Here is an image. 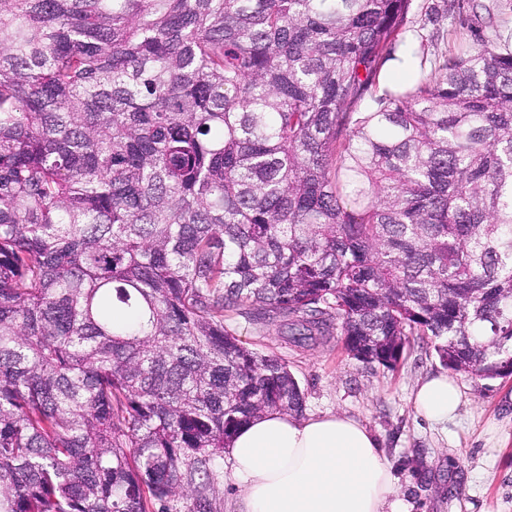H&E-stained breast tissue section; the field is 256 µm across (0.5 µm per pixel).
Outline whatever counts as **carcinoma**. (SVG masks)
<instances>
[{
  "label": "carcinoma",
  "mask_w": 512,
  "mask_h": 512,
  "mask_svg": "<svg viewBox=\"0 0 512 512\" xmlns=\"http://www.w3.org/2000/svg\"><path fill=\"white\" fill-rule=\"evenodd\" d=\"M411 2L0 0V512H213L304 406L227 312L507 376L512 36L382 88Z\"/></svg>",
  "instance_id": "1"
}]
</instances>
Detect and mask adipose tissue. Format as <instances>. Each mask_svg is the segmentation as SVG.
I'll list each match as a JSON object with an SVG mask.
<instances>
[{
    "mask_svg": "<svg viewBox=\"0 0 512 512\" xmlns=\"http://www.w3.org/2000/svg\"><path fill=\"white\" fill-rule=\"evenodd\" d=\"M413 405L427 422L444 424L456 417L461 392L438 373L417 386ZM228 461L237 512H411L378 437L345 414L267 413L237 431Z\"/></svg>",
    "mask_w": 512,
    "mask_h": 512,
    "instance_id": "obj_1",
    "label": "adipose tissue"
}]
</instances>
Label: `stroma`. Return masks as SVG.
<instances>
[{"instance_id": "stroma-1", "label": "stroma", "mask_w": 512, "mask_h": 512, "mask_svg": "<svg viewBox=\"0 0 512 512\" xmlns=\"http://www.w3.org/2000/svg\"><path fill=\"white\" fill-rule=\"evenodd\" d=\"M512 33V0H413L406 34L429 64H441L457 38L489 41ZM225 328L245 346L283 358L305 396V414L345 413L380 439L413 512H512V376L457 374L456 419L432 425L418 416L413 392L442 372L432 347L412 338L395 368L349 355L339 336L315 349L289 346L277 326L228 314Z\"/></svg>"}]
</instances>
